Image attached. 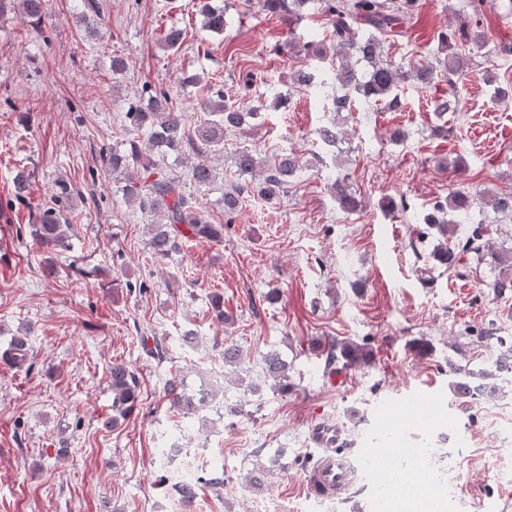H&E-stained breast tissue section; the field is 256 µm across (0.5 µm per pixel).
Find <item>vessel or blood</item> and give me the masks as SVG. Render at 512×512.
<instances>
[{"mask_svg": "<svg viewBox=\"0 0 512 512\" xmlns=\"http://www.w3.org/2000/svg\"><path fill=\"white\" fill-rule=\"evenodd\" d=\"M313 443L322 451L319 465L306 477L308 494L314 498L344 494L353 481L349 459L337 453L342 436L338 429L318 425L311 430Z\"/></svg>", "mask_w": 512, "mask_h": 512, "instance_id": "obj_1", "label": "vessel or blood"}]
</instances>
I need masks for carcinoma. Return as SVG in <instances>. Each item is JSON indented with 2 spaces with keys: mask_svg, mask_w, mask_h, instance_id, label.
Wrapping results in <instances>:
<instances>
[{
  "mask_svg": "<svg viewBox=\"0 0 512 512\" xmlns=\"http://www.w3.org/2000/svg\"><path fill=\"white\" fill-rule=\"evenodd\" d=\"M311 0H260L261 10L270 15H284L292 23L301 17V11ZM413 0H318L320 13L331 25L334 53L331 56V73L318 80L309 70L299 69L293 81L331 100L336 114L350 112L359 102L373 106L384 104L390 109L400 106V89L411 79L423 88L445 81L452 88L455 78L468 73L476 66V52L485 40L483 19L472 13L459 24L458 30L438 36V51L446 52L444 58L433 61H412L403 67L384 58L385 47L395 44L401 35L397 26ZM203 16V28L214 34L224 33V8L214 7L208 0H196ZM17 12L23 19L41 23L46 16L45 0H0V16ZM205 118L195 130L186 133L181 109L174 102L171 88L147 85L125 112L126 129L145 136L143 140L131 139L124 152L102 151L103 162L126 181V198L144 211L160 214L161 223L151 225L149 245L153 254L166 258L179 251L184 233L198 241L215 242L224 238V225L213 224L205 214L203 204L186 194L183 179L166 172L156 156L168 153L199 155L189 166V180L207 184L212 179L213 159L224 150V133L243 129L246 118L253 112H245L231 103L219 84H210L204 90L201 102ZM457 111L453 95L435 102L434 112L440 124L435 132L448 131V113ZM299 157L289 151L278 154L272 160H263L248 150H241L236 157L237 181L224 193V209L232 214L240 201L256 194L273 203L286 192L290 179L299 168ZM341 209L354 213L362 208V201L350 192L339 179L330 184ZM80 190L62 183L54 194V205L42 207L38 223L30 225L31 236L45 249L66 251L69 248L68 230L61 209L56 204L67 201ZM494 211L512 221V195L490 197ZM476 199L467 191L457 189L448 197L433 205L422 217V223L435 230L437 243L429 253L431 266L421 269L427 274L436 268H445L448 274L462 276L463 269L471 263L486 264L494 277L486 287L503 294L512 289V249H494L489 226L478 222L459 231L467 223V215ZM372 352L364 344L341 341L326 353L324 365L328 372L341 368L366 364ZM0 361L12 367H20L28 361L27 349L10 341L0 352ZM266 373L281 392L288 391V364L276 353L264 358ZM504 358L495 362V369L473 371L466 367L454 368L458 380L452 384L458 395H468L474 390L473 383L494 376L503 367ZM112 387V426L126 418L137 407L139 380L135 370L126 363H114L110 367ZM170 406L188 418L194 412L195 393L170 381L165 388ZM276 467V461L256 466L248 483L260 489L265 478Z\"/></svg>",
  "mask_w": 512,
  "mask_h": 512,
  "instance_id": "cac0c4a2",
  "label": "carcinoma"
}]
</instances>
